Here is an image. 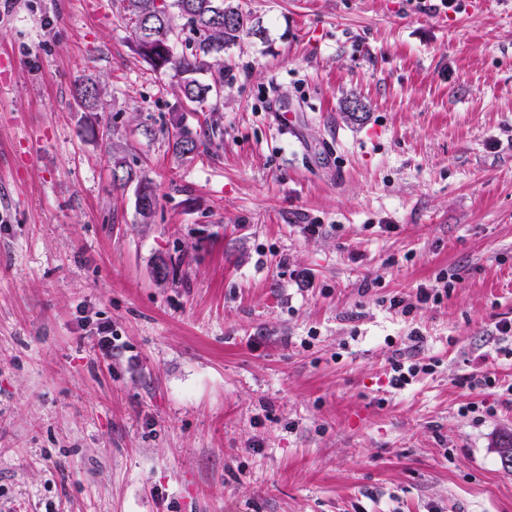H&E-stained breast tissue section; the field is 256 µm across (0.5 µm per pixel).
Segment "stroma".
Listing matches in <instances>:
<instances>
[{
	"label": "stroma",
	"mask_w": 512,
	"mask_h": 512,
	"mask_svg": "<svg viewBox=\"0 0 512 512\" xmlns=\"http://www.w3.org/2000/svg\"><path fill=\"white\" fill-rule=\"evenodd\" d=\"M239 3L199 104L123 0H0V512H512V0ZM100 92L101 88L96 82L84 79L75 80L74 99L80 108L83 105L87 109H94Z\"/></svg>",
	"instance_id": "stroma-1"
}]
</instances>
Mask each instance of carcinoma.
<instances>
[{"label": "carcinoma", "instance_id": "cac0c4a2", "mask_svg": "<svg viewBox=\"0 0 512 512\" xmlns=\"http://www.w3.org/2000/svg\"><path fill=\"white\" fill-rule=\"evenodd\" d=\"M126 11L140 54L157 70H174L181 77L180 94L189 102H202L213 90L195 75L212 68L223 71L224 50L250 32V17L236 0H165L160 16L155 0H127ZM180 21L203 38L190 53L177 55L173 37ZM100 92L96 82L75 80L74 99L87 109L95 108ZM173 138V147L183 156L197 154L205 146L183 130L174 132Z\"/></svg>", "mask_w": 512, "mask_h": 512}]
</instances>
